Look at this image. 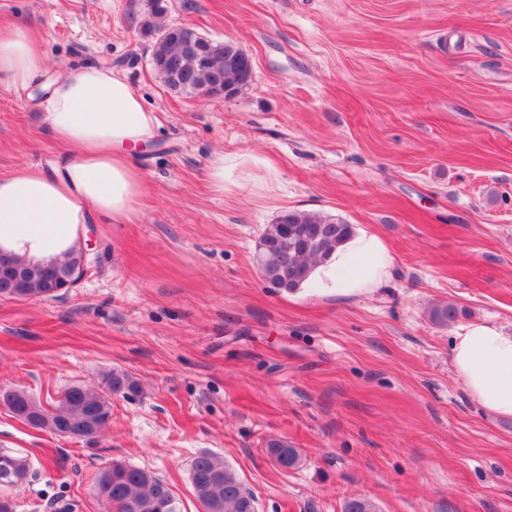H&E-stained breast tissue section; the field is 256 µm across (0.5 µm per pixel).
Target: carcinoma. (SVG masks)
<instances>
[{
  "label": "carcinoma",
  "mask_w": 512,
  "mask_h": 512,
  "mask_svg": "<svg viewBox=\"0 0 512 512\" xmlns=\"http://www.w3.org/2000/svg\"><path fill=\"white\" fill-rule=\"evenodd\" d=\"M164 8L153 0L151 17L144 29L155 34L151 61L161 66L165 59L179 52L175 41L160 39L164 25L157 22ZM280 219L266 226L256 245L259 272L265 282L286 292L300 288L316 264L328 259L351 234L353 226L340 220L299 210L282 213ZM81 259L80 251L70 249L60 260L46 264L43 270L53 272L72 266ZM459 316L456 307L437 305L430 311L433 322L446 325ZM139 392L138 383L128 374L110 371L102 375L96 386L70 385L57 400L28 417L27 424L60 436L62 422L80 423L86 416L97 418L95 441L112 419V396L124 398ZM265 454L277 469H297L303 464L299 449L283 439L271 438L264 443ZM190 481L201 512H256V500L235 471L214 454L200 453L189 469ZM33 475L28 455L0 448V512H14L11 490ZM96 492L107 510L117 512H180L178 499L170 485L154 472L124 462L114 461L101 469L95 479Z\"/></svg>",
  "instance_id": "carcinoma-1"
}]
</instances>
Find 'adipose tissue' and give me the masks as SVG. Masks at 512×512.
I'll return each mask as SVG.
<instances>
[{
  "instance_id": "adipose-tissue-1",
  "label": "adipose tissue",
  "mask_w": 512,
  "mask_h": 512,
  "mask_svg": "<svg viewBox=\"0 0 512 512\" xmlns=\"http://www.w3.org/2000/svg\"><path fill=\"white\" fill-rule=\"evenodd\" d=\"M37 36L21 25L0 26V88L24 89L40 74ZM45 122L66 152L51 169L16 166L0 176V250L47 263L72 248L84 225L127 224L137 217L145 191L135 150L156 135L158 118L129 81L85 66L44 85ZM259 155L217 153L207 174L216 191L251 184L252 170L270 168ZM393 256L366 230L353 233L331 257L314 266L306 282L339 296L380 287ZM452 365L469 395L487 411L512 418V331L478 321L452 341Z\"/></svg>"
}]
</instances>
